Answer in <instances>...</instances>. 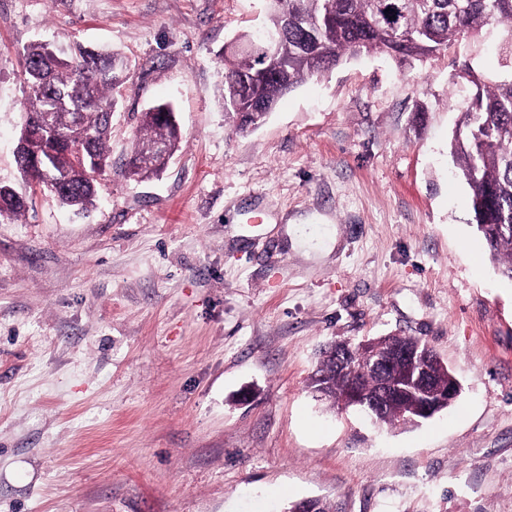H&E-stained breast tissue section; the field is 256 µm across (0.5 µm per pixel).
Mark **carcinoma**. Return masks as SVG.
Instances as JSON below:
<instances>
[{"instance_id":"carcinoma-1","label":"carcinoma","mask_w":512,"mask_h":512,"mask_svg":"<svg viewBox=\"0 0 512 512\" xmlns=\"http://www.w3.org/2000/svg\"><path fill=\"white\" fill-rule=\"evenodd\" d=\"M389 13H384V10ZM300 28L307 43L288 51L279 77L251 81L246 95L236 98L232 87L239 78L260 66L258 47L269 31L283 24ZM493 33L499 54L512 60V0H272L266 28L245 36L243 45L225 47L224 112L235 129L245 132L257 115L243 118L252 103L275 107L278 101L306 78L318 76L347 58L383 53L400 64L421 61L464 35ZM116 53H100L78 43L68 56L58 55L46 42L28 45L22 68L28 89L26 118L19 140L27 143V164L21 170L52 192L59 201L77 210L93 205L97 177L111 166L107 142L112 112L122 83L112 72ZM465 80L475 92L462 113L451 143L458 175L471 191L476 223L501 275L512 280V78L486 84L473 70ZM172 108L160 103L150 108L127 163V172L148 178L158 173L159 157L152 146L178 150L181 132L177 123L161 114ZM26 198L12 187L0 185V216L26 210ZM392 345L422 349L424 342L411 336H384L373 347ZM439 390L456 377L436 360L428 365ZM402 368L392 366L384 375L369 373L350 377L347 367L331 358L319 361L310 388L334 406L346 402L350 390L369 403L383 391V383L396 387L385 396L379 423L414 425L423 420L418 409L425 399L415 391L399 390Z\"/></svg>"}]
</instances>
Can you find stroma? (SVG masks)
<instances>
[{
    "label": "stroma",
    "mask_w": 512,
    "mask_h": 512,
    "mask_svg": "<svg viewBox=\"0 0 512 512\" xmlns=\"http://www.w3.org/2000/svg\"><path fill=\"white\" fill-rule=\"evenodd\" d=\"M268 7L0 0V184L28 202L0 216V512H512V280L450 155L461 69L512 70L465 38L406 67L362 56L240 133L218 55ZM38 39L128 63L87 212L15 162ZM159 103L182 143L130 177ZM393 334L453 370L451 407L389 427L311 392L324 345Z\"/></svg>",
    "instance_id": "obj_1"
}]
</instances>
